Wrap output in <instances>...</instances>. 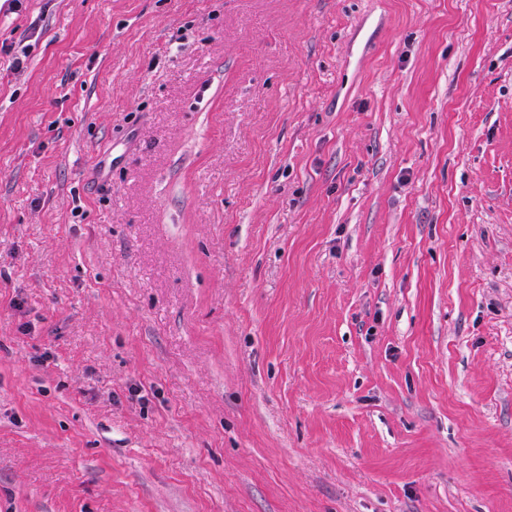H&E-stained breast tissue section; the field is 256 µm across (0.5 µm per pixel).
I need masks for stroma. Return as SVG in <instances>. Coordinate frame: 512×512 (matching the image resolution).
<instances>
[{
  "instance_id": "obj_1",
  "label": "stroma",
  "mask_w": 512,
  "mask_h": 512,
  "mask_svg": "<svg viewBox=\"0 0 512 512\" xmlns=\"http://www.w3.org/2000/svg\"><path fill=\"white\" fill-rule=\"evenodd\" d=\"M0 512H512V0L0 11Z\"/></svg>"
}]
</instances>
